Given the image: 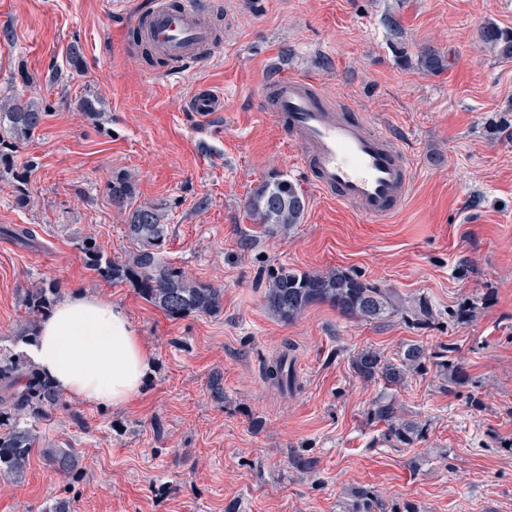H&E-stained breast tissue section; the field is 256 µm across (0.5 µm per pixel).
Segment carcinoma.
I'll return each mask as SVG.
<instances>
[{"label": "carcinoma", "instance_id": "carcinoma-1", "mask_svg": "<svg viewBox=\"0 0 512 512\" xmlns=\"http://www.w3.org/2000/svg\"><path fill=\"white\" fill-rule=\"evenodd\" d=\"M480 39L496 50L500 58L512 60V29L488 23L481 29ZM418 61L429 72L440 71L446 66L445 57L434 50L422 51ZM47 116L48 113L33 100L20 96L0 100V120L9 122L18 141L31 138ZM108 194L112 205L128 210L125 232L137 245V250L127 260L118 262L104 256L96 247L84 245L82 250L88 266L105 280L135 284L143 299L172 319L218 310L223 298L221 289L187 277L164 258L167 225L161 223L156 210L149 206L128 209L132 195L129 179L112 178L108 182ZM246 208L266 235H285L303 221L307 201L285 175L274 173L249 194ZM0 234L22 244L32 243L36 238L33 229L16 224L1 227ZM53 293L54 288L50 286L32 290L27 297L29 313L35 316L50 306ZM265 302L271 313L284 323L294 321L310 306L324 303L343 316L365 322L399 315L412 324H419L433 318L427 302H419L406 313L386 289L340 269L311 273L276 267L269 275ZM455 353L452 347L443 349L435 355L434 362L437 371L442 375L450 374L453 381L461 377ZM427 361L426 351L417 344H410L395 358L365 348L353 357L351 366L363 381L375 383L380 380L392 388L404 385L410 374L424 371ZM268 378L280 388L297 386L293 359L288 351H283L269 368ZM57 400L54 387L42 378L35 366L22 365L19 357L0 362V420L6 422L5 431L0 432V478L19 480L23 477L34 442L28 422ZM368 416L385 424L384 436L389 441L410 445L422 437L423 428L405 419L391 399L377 400ZM46 456L56 470L72 476L77 474L71 450L51 449ZM349 512H414V509L407 505L389 506L374 489L360 486L352 495Z\"/></svg>", "mask_w": 512, "mask_h": 512}]
</instances>
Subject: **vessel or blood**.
Returning <instances> with one entry per match:
<instances>
[{
    "mask_svg": "<svg viewBox=\"0 0 512 512\" xmlns=\"http://www.w3.org/2000/svg\"><path fill=\"white\" fill-rule=\"evenodd\" d=\"M151 43L167 57L172 74L189 70L212 47L214 33L201 0H149L143 13ZM264 111L287 126L300 149V162L314 187L325 197L381 219L398 212L414 184L412 158L396 149L388 130L366 119L337 115L316 81L276 72L261 89ZM224 93L212 86L193 88L185 108L196 119L209 120L222 111Z\"/></svg>",
    "mask_w": 512,
    "mask_h": 512,
    "instance_id": "vessel-or-blood-1",
    "label": "vessel or blood"
}]
</instances>
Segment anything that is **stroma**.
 <instances>
[{
    "mask_svg": "<svg viewBox=\"0 0 512 512\" xmlns=\"http://www.w3.org/2000/svg\"><path fill=\"white\" fill-rule=\"evenodd\" d=\"M220 40L186 76L127 51L123 29L139 0H0V100L32 97L48 109L16 142L0 172V225L37 232L25 248L0 238V354L31 340L27 292L54 284L122 309L155 367L128 404L103 408L60 396L36 418L22 479L0 480V512H347L373 487L415 512H512V61L483 44L489 22L512 28V0H205ZM79 48L82 74L67 56ZM451 54L430 73L422 50ZM317 80L387 126L414 160L404 209L384 221L329 200L299 164L288 131L262 106L273 64ZM224 90L209 123L186 112L192 87ZM94 100L96 119L77 112ZM280 172L308 208L284 236L260 234L250 192ZM129 175L133 206L168 227L169 262L212 283L219 311L172 319L131 282L102 280L82 253L112 259L136 246L107 182ZM25 181L29 203L18 204ZM345 269L393 289L404 306L427 301L434 318L369 323L326 304L284 323L265 305L268 270ZM468 302L472 315L449 320ZM453 345L465 372L435 369L396 390L364 382L351 360L370 347L395 357L407 344ZM291 345L298 386L285 392L266 368ZM392 394L419 423L411 445L384 441L367 412ZM68 448L69 477L44 454Z\"/></svg>",
    "mask_w": 512,
    "mask_h": 512,
    "instance_id": "35a3bbf8",
    "label": "stroma"
}]
</instances>
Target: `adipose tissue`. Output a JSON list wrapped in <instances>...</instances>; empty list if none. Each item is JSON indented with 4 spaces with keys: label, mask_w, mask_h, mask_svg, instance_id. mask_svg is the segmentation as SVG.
<instances>
[{
    "label": "adipose tissue",
    "mask_w": 512,
    "mask_h": 512,
    "mask_svg": "<svg viewBox=\"0 0 512 512\" xmlns=\"http://www.w3.org/2000/svg\"><path fill=\"white\" fill-rule=\"evenodd\" d=\"M29 353L64 395L100 406L129 403L152 370L125 312L82 293L67 296L42 320Z\"/></svg>",
    "instance_id": "adipose-tissue-1"
}]
</instances>
